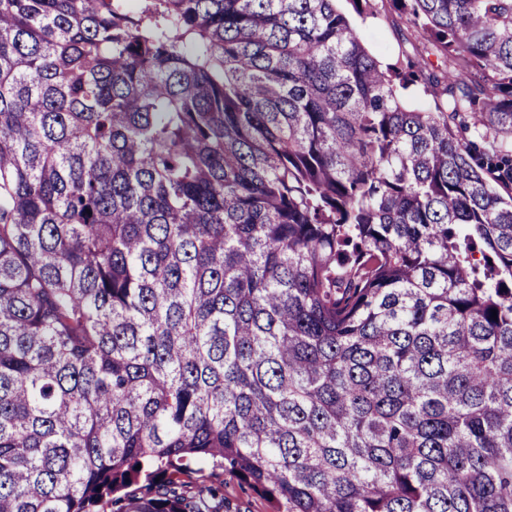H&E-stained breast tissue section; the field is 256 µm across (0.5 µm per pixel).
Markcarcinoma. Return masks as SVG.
<instances>
[{
    "label": "carcinoma",
    "instance_id": "1",
    "mask_svg": "<svg viewBox=\"0 0 512 512\" xmlns=\"http://www.w3.org/2000/svg\"><path fill=\"white\" fill-rule=\"evenodd\" d=\"M127 2L0 0V512H512V0H398L433 111L336 0ZM203 471L192 475L190 490L196 491L199 486L206 484H218L224 482V503L220 500L216 503V510L223 512H270L268 502L241 482L228 470L220 472V477H210V466H202Z\"/></svg>",
    "mask_w": 512,
    "mask_h": 512
}]
</instances>
